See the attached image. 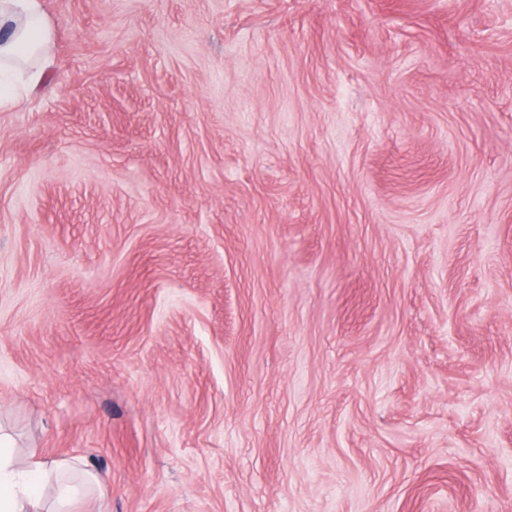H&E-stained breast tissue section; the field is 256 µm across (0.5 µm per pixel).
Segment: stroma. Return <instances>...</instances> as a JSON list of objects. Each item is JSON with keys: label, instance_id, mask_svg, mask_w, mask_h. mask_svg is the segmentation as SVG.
Wrapping results in <instances>:
<instances>
[{"label": "stroma", "instance_id": "35a3bbf8", "mask_svg": "<svg viewBox=\"0 0 512 512\" xmlns=\"http://www.w3.org/2000/svg\"><path fill=\"white\" fill-rule=\"evenodd\" d=\"M0 108V425L76 512H512V0H43Z\"/></svg>", "mask_w": 512, "mask_h": 512}]
</instances>
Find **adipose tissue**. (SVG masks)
<instances>
[{"label": "adipose tissue", "mask_w": 512, "mask_h": 512, "mask_svg": "<svg viewBox=\"0 0 512 512\" xmlns=\"http://www.w3.org/2000/svg\"><path fill=\"white\" fill-rule=\"evenodd\" d=\"M52 39L42 0H0V76L20 73L27 88H37L44 73L35 64ZM14 448L13 436L0 428V512H36L42 486L51 490L54 512H70L86 497L92 480L73 479L77 463L48 462L33 453L21 462Z\"/></svg>", "instance_id": "adipose-tissue-1"}]
</instances>
